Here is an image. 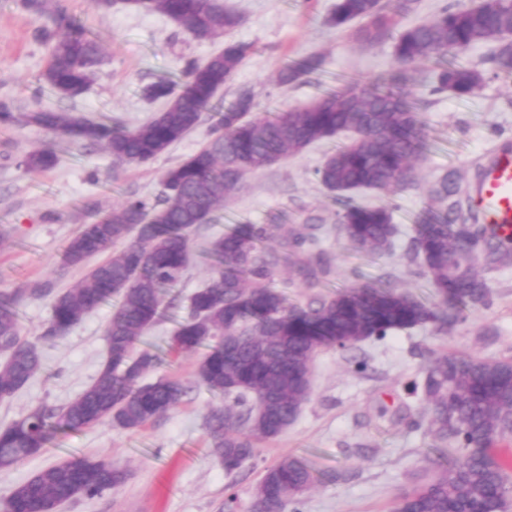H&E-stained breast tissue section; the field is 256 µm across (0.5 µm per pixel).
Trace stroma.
<instances>
[{
  "mask_svg": "<svg viewBox=\"0 0 512 512\" xmlns=\"http://www.w3.org/2000/svg\"><path fill=\"white\" fill-rule=\"evenodd\" d=\"M335 2L224 0L242 18L232 40L254 43L256 52L218 93L216 108L231 104L243 89L263 107H298L335 86L337 76L369 81L389 71L391 44L364 48L347 33L326 25ZM60 4L84 19L104 48L94 82L71 101V108L128 128L139 126L161 107L145 97L147 86L171 80L183 59L202 62L224 46L220 37L210 42L191 39L160 13L121 4L97 10L91 0ZM38 25L23 0H0V101L12 102L23 114L38 103L59 105L51 96L33 98L49 57L48 46L35 38ZM491 49L483 43L465 53L485 73L476 94L458 98L431 93L426 87L413 89L430 141L429 151L416 164L414 183L392 194L373 189L352 194L356 203L392 209L401 234L391 256L375 260L358 254L339 232L336 197L315 174L331 148L321 142L248 176L233 203L201 225L191 237L182 293L204 284L211 272L210 243L232 225L280 224L289 234L305 236L310 232L309 217L317 216L322 220L323 247L333 257L332 287L390 272L399 290L431 300L426 280L410 274L404 257L410 228L430 186L452 168L465 190H472L493 152L512 148V76H494L488 63ZM309 54L322 56L320 72L288 86L275 83L285 58ZM210 125V120H203L149 165L119 169L101 148L84 149L37 125L0 127V233L6 235L0 240V292L47 279L61 289L72 286L81 273L62 267L60 255L77 226L90 222L91 208H110L131 194L159 197L162 173L198 150ZM45 147L55 151L57 165L38 175L24 172L23 155ZM476 267L492 291L488 308L444 332L417 326L381 341L322 351L314 360L310 401L288 430L261 442L255 458L239 472L226 473L209 444L204 416L219 404V397L195 386L177 407L145 429L100 424L54 433L39 455L0 470V504L17 485L68 455L108 453L127 471L126 480L103 496L67 503L60 512H224V498L230 492L239 498V512H251L252 488L264 469L292 454L321 476L320 484L303 496L300 512H392L438 456L435 440L425 428L412 424L425 403L409 385L421 379L427 351L512 358V264L491 269L480 258ZM111 311V305H103L63 340L43 347L44 372L11 399L0 401V427L21 420L38 404H66L93 381L106 356L103 329ZM358 361L366 362L364 372H355Z\"/></svg>",
  "mask_w": 512,
  "mask_h": 512,
  "instance_id": "stroma-1",
  "label": "stroma"
}]
</instances>
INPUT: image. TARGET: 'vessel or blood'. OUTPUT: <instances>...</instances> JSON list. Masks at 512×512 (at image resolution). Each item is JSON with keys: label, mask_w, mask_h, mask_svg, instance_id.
Here are the masks:
<instances>
[{"label": "vessel or blood", "mask_w": 512, "mask_h": 512, "mask_svg": "<svg viewBox=\"0 0 512 512\" xmlns=\"http://www.w3.org/2000/svg\"><path fill=\"white\" fill-rule=\"evenodd\" d=\"M471 198L486 223L512 233V150L500 151L482 168Z\"/></svg>", "instance_id": "1"}]
</instances>
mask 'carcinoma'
Segmentation results:
<instances>
[{"mask_svg":"<svg viewBox=\"0 0 512 512\" xmlns=\"http://www.w3.org/2000/svg\"><path fill=\"white\" fill-rule=\"evenodd\" d=\"M119 2L167 16L198 42L230 34L241 24L224 0H98L96 9ZM25 5L47 20L36 30L50 50L37 97L82 96L101 62L96 35L58 0H25ZM417 7L418 0H336L327 23L350 31L366 48L393 41V71L369 83L343 77L338 87L301 107L256 116L252 92L239 91L235 102L217 113L205 144L164 172L160 197L129 196L79 225L62 254L64 266L85 268L79 282L62 291L48 280L0 293V352L6 354L0 400L40 373V344L63 339L90 312L113 304L103 331L106 357L93 382L69 403H42L1 429L0 469L40 454L53 421L69 430L105 423L140 430L182 401L188 386L181 380L145 381L162 356L142 338L164 317L165 307L180 302L175 289L188 267L191 235L236 199L247 175L315 143L352 135L326 155L316 175L345 198L338 224L354 249L374 259L393 251L400 228L391 209L353 203L348 194L362 188L390 192L414 180V161L428 142L422 113L408 101L406 89L429 84L434 94L471 95L484 75L458 54L478 43L493 44L489 60L495 72L512 75V0H454L432 19L394 33L399 19ZM254 53L249 42L229 41L204 63L185 61L176 79L146 88L148 98L162 99L165 106L134 129L40 105L25 121L99 146L117 166H145L202 122L217 93ZM322 63L315 54L288 59L277 80L294 83ZM56 163L53 150L42 149L27 153L20 166L39 174ZM463 194L456 171L439 177L408 240L404 257L433 288L431 304L379 278L302 306L274 283V268L289 261L308 287L327 283L332 264L316 234L283 235L281 254L266 247L269 229L257 224H235L212 242L211 275L189 296V312L177 323L169 351H202L196 384L231 401L210 407L205 416L211 447L226 472L241 469L258 442L296 421L312 392L308 367L323 350L427 324L441 331L476 306L490 304L491 290L475 270L476 259L465 266L459 259L481 250L493 264L511 261L512 236L464 209ZM32 298L50 300L52 315L41 334L29 339L21 335L20 308ZM410 389L429 405L427 431L458 455L436 463L425 481L401 497L395 512H505L512 474L497 461L495 448L512 440V359L433 354ZM124 479L108 455L73 454L19 484L3 512H57L79 497H99ZM317 482L302 459L284 456L253 486L254 512H284Z\"/></svg>","mask_w":512,"mask_h":512,"instance_id":"obj_1","label":"carcinoma"}]
</instances>
